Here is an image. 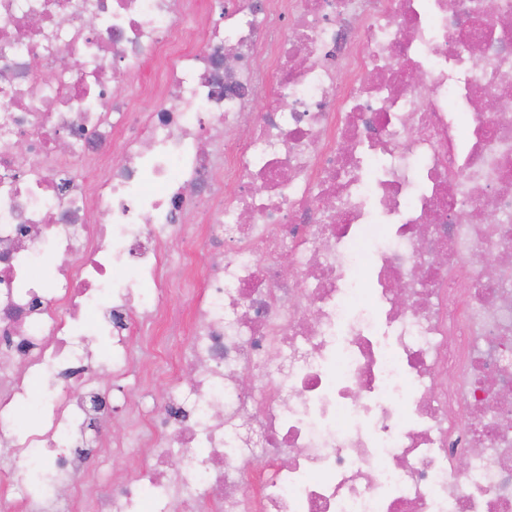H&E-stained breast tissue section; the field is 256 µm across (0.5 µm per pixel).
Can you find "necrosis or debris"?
Returning a JSON list of instances; mask_svg holds the SVG:
<instances>
[{
    "label": "necrosis or debris",
    "mask_w": 512,
    "mask_h": 512,
    "mask_svg": "<svg viewBox=\"0 0 512 512\" xmlns=\"http://www.w3.org/2000/svg\"><path fill=\"white\" fill-rule=\"evenodd\" d=\"M141 322L190 385L92 500ZM0 443V512H512V0H0Z\"/></svg>",
    "instance_id": "obj_1"
}]
</instances>
